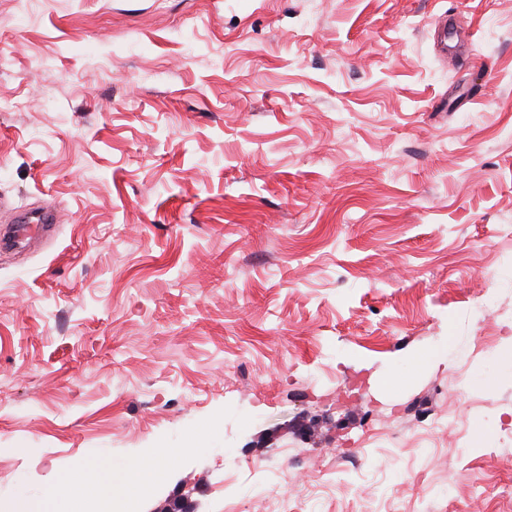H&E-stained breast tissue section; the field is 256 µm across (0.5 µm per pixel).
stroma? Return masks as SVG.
Listing matches in <instances>:
<instances>
[{"instance_id": "35a3bbf8", "label": "stroma", "mask_w": 512, "mask_h": 512, "mask_svg": "<svg viewBox=\"0 0 512 512\" xmlns=\"http://www.w3.org/2000/svg\"><path fill=\"white\" fill-rule=\"evenodd\" d=\"M41 210L1 504L144 454L133 512H512V0H0V226Z\"/></svg>"}]
</instances>
